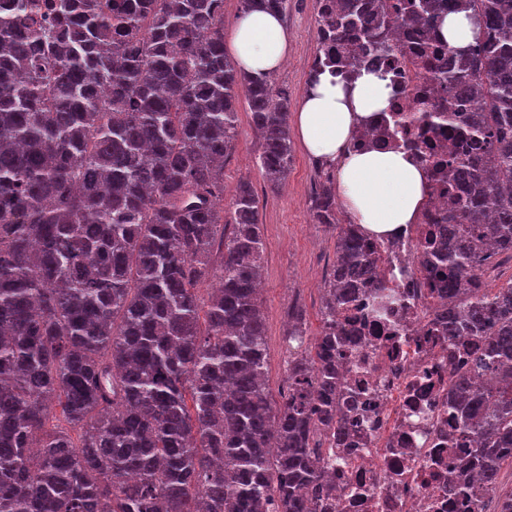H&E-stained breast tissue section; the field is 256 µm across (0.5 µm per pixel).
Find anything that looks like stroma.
<instances>
[{"label": "stroma", "mask_w": 512, "mask_h": 512, "mask_svg": "<svg viewBox=\"0 0 512 512\" xmlns=\"http://www.w3.org/2000/svg\"><path fill=\"white\" fill-rule=\"evenodd\" d=\"M317 0H288L284 19L288 30V56L272 74L275 91L288 95L296 109L304 93L317 47ZM259 138L246 104L238 106V137L224 164V197L232 199L240 182L253 186L258 200L260 228L265 241L261 301L265 318L268 381L273 403H280L287 387L283 342L288 332V309L301 305L309 333L320 326L324 282L335 260L336 231L312 221L310 197L322 171L303 146L286 184L271 188L258 164Z\"/></svg>", "instance_id": "35a3bbf8"}]
</instances>
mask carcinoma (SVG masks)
I'll return each instance as SVG.
<instances>
[{
    "label": "carcinoma",
    "instance_id": "carcinoma-1",
    "mask_svg": "<svg viewBox=\"0 0 512 512\" xmlns=\"http://www.w3.org/2000/svg\"><path fill=\"white\" fill-rule=\"evenodd\" d=\"M280 14L288 0H242ZM0 0V512H312L330 499L341 426L339 364L353 343L338 321L360 289L384 317L399 300L378 276L389 239L337 224L336 179L311 199L339 229L321 328L289 313L287 394L273 405L258 296L264 241L251 184L231 205L224 162L239 97L261 140L260 168L283 185L294 153L287 106L269 76L224 52V0H58V26L25 27ZM471 12L478 31L423 78L465 105L448 167V210L427 225L421 269L447 275L441 335L478 331L484 348L455 370L459 465L470 512L495 499L512 465V0H318V45L349 39L378 57L393 31L436 40ZM432 123L445 109L413 100ZM217 278L208 299L199 284ZM492 382L475 387L477 376Z\"/></svg>",
    "mask_w": 512,
    "mask_h": 512
}]
</instances>
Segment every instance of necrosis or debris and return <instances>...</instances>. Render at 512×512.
Here are the masks:
<instances>
[{
    "label": "necrosis or debris",
    "instance_id": "1",
    "mask_svg": "<svg viewBox=\"0 0 512 512\" xmlns=\"http://www.w3.org/2000/svg\"><path fill=\"white\" fill-rule=\"evenodd\" d=\"M394 41L398 53L383 64L397 92L394 108L406 107L414 93L437 101L436 87L418 75L420 43L407 30ZM411 138L433 154L456 141V126L407 120L389 143L402 147ZM419 252L414 231L392 247L389 270L399 301L388 315L373 317L363 299L345 317L358 336L342 371L357 422L330 449L336 457V512H467L450 479L452 461L466 447L448 445L449 382L452 369L482 341L464 336L451 344L435 335L438 283L418 271Z\"/></svg>",
    "mask_w": 512,
    "mask_h": 512
}]
</instances>
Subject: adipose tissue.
<instances>
[{
  "mask_svg": "<svg viewBox=\"0 0 512 512\" xmlns=\"http://www.w3.org/2000/svg\"><path fill=\"white\" fill-rule=\"evenodd\" d=\"M230 52L248 74L279 69L288 52L282 16L260 4L241 15L232 31ZM391 92L388 79L373 72H361L347 83L323 71L314 76L293 115L305 151L335 166L339 198L351 221L382 237L417 223L426 203V175L409 153L349 147L358 128L388 109Z\"/></svg>",
  "mask_w": 512,
  "mask_h": 512,
  "instance_id": "1",
  "label": "adipose tissue"
}]
</instances>
